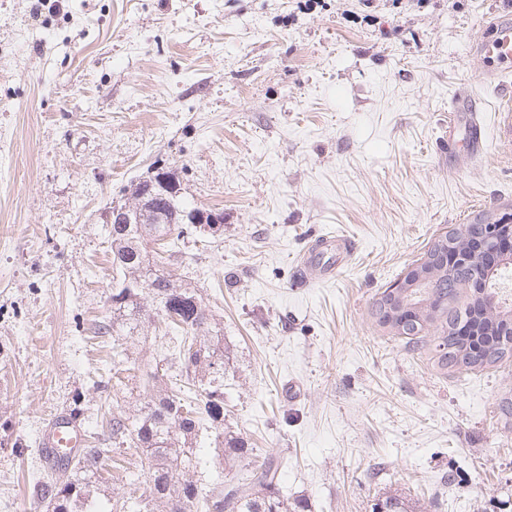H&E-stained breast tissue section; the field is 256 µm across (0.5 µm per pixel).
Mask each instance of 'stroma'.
Returning a JSON list of instances; mask_svg holds the SVG:
<instances>
[{"instance_id":"35a3bbf8","label":"stroma","mask_w":512,"mask_h":512,"mask_svg":"<svg viewBox=\"0 0 512 512\" xmlns=\"http://www.w3.org/2000/svg\"><path fill=\"white\" fill-rule=\"evenodd\" d=\"M512 0H0V512H50L41 437L76 414L104 441L134 396L116 370L104 214L154 169L183 203L224 213L187 235L224 324V424L272 449L308 512H512V359L435 373L372 315L445 231L512 215V149L448 140L469 89L493 125L512 74L477 47ZM353 245L322 282L301 255ZM105 468L91 492L140 476Z\"/></svg>"}]
</instances>
